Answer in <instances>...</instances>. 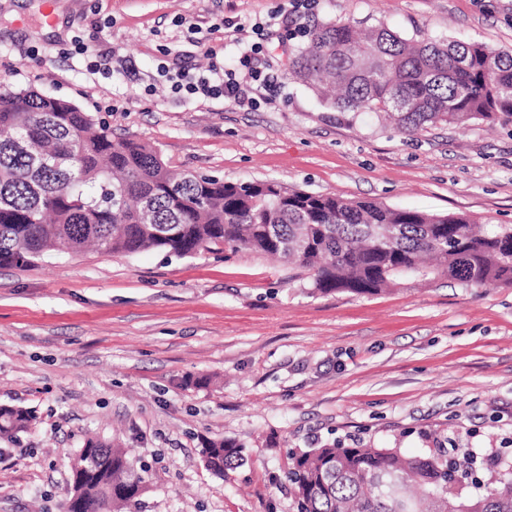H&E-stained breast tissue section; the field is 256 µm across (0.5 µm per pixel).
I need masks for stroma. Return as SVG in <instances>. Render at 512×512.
<instances>
[{"label":"stroma","mask_w":512,"mask_h":512,"mask_svg":"<svg viewBox=\"0 0 512 512\" xmlns=\"http://www.w3.org/2000/svg\"><path fill=\"white\" fill-rule=\"evenodd\" d=\"M328 22L512 50V0H0V86L71 102L175 169L512 225V123L408 137L336 111L286 76L305 28ZM257 23L284 78L255 103L175 94L160 76L170 49L185 70L236 68ZM75 38L112 51L111 79L69 55ZM0 405L34 417L0 440V512H63L93 436L147 466L139 512H294L292 450L418 454L440 433L488 454L512 438V285L320 294L229 246L56 253L0 268ZM217 438L247 455L222 476L200 454Z\"/></svg>","instance_id":"stroma-1"}]
</instances>
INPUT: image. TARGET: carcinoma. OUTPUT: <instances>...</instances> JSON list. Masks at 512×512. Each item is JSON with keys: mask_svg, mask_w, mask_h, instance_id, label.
I'll use <instances>...</instances> for the list:
<instances>
[{"mask_svg": "<svg viewBox=\"0 0 512 512\" xmlns=\"http://www.w3.org/2000/svg\"><path fill=\"white\" fill-rule=\"evenodd\" d=\"M288 72L338 111L382 112L405 135L512 122V51L481 42H418L384 25L328 22L308 29ZM146 205L151 224L139 222ZM218 245L293 265L324 294H375L405 276L512 284L511 225L173 170L144 143L112 140L107 125L68 101L0 89V266L87 248L182 257ZM32 420L0 406V438L27 432ZM200 453L219 476L245 460L226 439L204 441ZM290 460L295 512H512V464L477 474L467 449L440 443L408 456L335 443ZM71 472L80 480L69 496L90 508L106 502L122 512L144 490L145 466L98 439L85 441Z\"/></svg>", "mask_w": 512, "mask_h": 512, "instance_id": "carcinoma-1", "label": "carcinoma"}]
</instances>
